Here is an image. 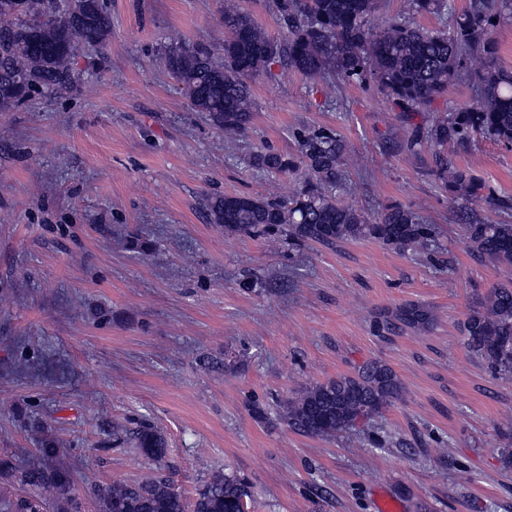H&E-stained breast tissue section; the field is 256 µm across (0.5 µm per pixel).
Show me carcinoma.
I'll return each mask as SVG.
<instances>
[{"label":"carcinoma","instance_id":"1","mask_svg":"<svg viewBox=\"0 0 512 512\" xmlns=\"http://www.w3.org/2000/svg\"><path fill=\"white\" fill-rule=\"evenodd\" d=\"M411 12L448 9L447 0H408ZM378 0H273L276 16L287 33L269 37L237 0H224V42L213 50L179 38L166 50L169 72L176 78L188 106L204 112L233 144L252 120L248 81L280 63L311 79L330 73L352 81L368 77L380 91L419 112L447 92L462 73L476 81L477 100L459 112L412 134L407 151L414 154L426 141L434 147L463 142L472 133L512 145V71L497 61L493 37L512 18V0H470L452 15L445 31L395 19L376 28L370 18ZM111 28L104 0H0V112L25 103L34 92L52 94L70 87L72 60L81 49L104 46ZM352 151L338 134L327 131L299 135L297 157L275 152L252 156L254 168L285 172L303 167L307 185L282 200L251 195L216 194L205 198L210 223L227 234H253L285 227L296 242L334 246L355 239H373L399 250L417 251L434 245L435 230L410 206L384 208L368 223L354 207L336 199L342 172ZM448 191L472 202L490 199L485 186L464 169L438 166ZM467 239L477 256L512 267V224H484L462 211ZM402 325L428 322L417 307L401 310ZM467 344L498 375L512 377V285H502L472 306L464 325ZM397 375L381 362H371L355 376H338L303 388L280 403L288 426L307 435L331 439L353 431L357 423L381 413L398 399ZM135 447L155 461L164 456L166 440L142 426ZM0 477L18 486L21 495L12 512H82L72 493L69 469L33 462L19 466L0 454ZM99 512H246L247 493L236 476L215 473L187 500L174 483L154 470L132 482L90 488Z\"/></svg>","mask_w":512,"mask_h":512}]
</instances>
